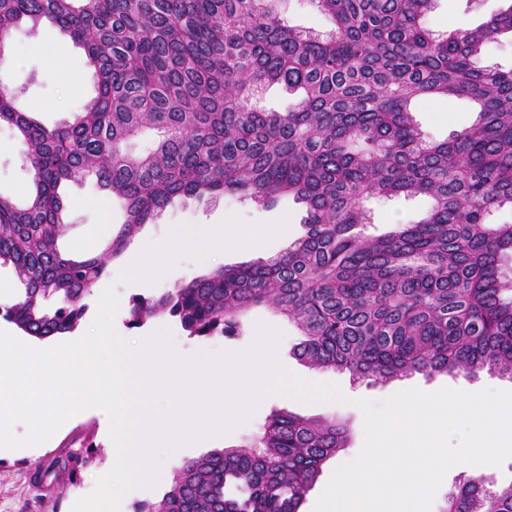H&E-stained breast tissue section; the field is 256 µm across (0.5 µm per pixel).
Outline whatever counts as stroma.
I'll return each mask as SVG.
<instances>
[{"label": "stroma", "instance_id": "obj_1", "mask_svg": "<svg viewBox=\"0 0 512 512\" xmlns=\"http://www.w3.org/2000/svg\"><path fill=\"white\" fill-rule=\"evenodd\" d=\"M512 0H437L426 25L434 33L445 35L451 31H465L477 27L492 15L505 9ZM9 85L20 106L34 112L39 121L53 127L72 120L75 112L94 92L90 70L85 65L82 49L57 26L41 21L38 26L22 24L10 36L4 53L0 54V85ZM415 122L436 141L445 140L454 130L469 125L475 117V107L467 99L452 101L416 100L413 107ZM31 175L20 160V147L11 128L0 126V195L21 200L30 187ZM65 220L69 226L66 244L76 245L89 254L102 253L112 236L114 225L123 223L125 212L119 200L101 191L94 180L69 184ZM431 201L424 196L398 197L392 200L370 201L371 224L367 231L380 235L398 224H410L421 219L429 210ZM237 216L248 224L271 223L288 218L287 237H278L266 243L262 251L238 249L225 252L217 258V265H238L256 256H273L282 251L288 240L302 232L305 215L302 204L284 197L265 208L236 196L225 197L217 204L193 199L179 200L169 205L161 215L132 239L130 251H138L150 239L161 235L170 224H219L228 216ZM204 265L191 256L181 257L175 266L153 283H126L117 286L119 308L115 317L117 332L131 342L141 341L157 331H168L171 341L183 343L185 349L207 346L213 351L239 352L249 348L256 334L257 323L278 330L280 339L276 355L289 371L316 382L338 383L346 397L342 403L305 404L281 395L262 399L251 417L224 436V447L231 448L251 441L261 430L272 411L284 410L303 417L334 418L348 429V446L341 456L354 458L363 439V416L355 407L358 399L379 401L396 392L416 388L433 393L444 388L459 391L491 389L512 392V379L482 370L473 375L465 373L441 374L432 378L415 373L385 384L352 382L348 373L317 370L304 366L291 356L290 348L297 340L294 325L265 307H256L241 317L238 335L215 336L201 339L188 336L175 320L156 317L142 327L128 325L130 300L133 296H154L175 284L205 273ZM98 447L95 463L85 467L74 482L45 483L36 488L30 479L33 471L42 470L51 461L65 458L83 443ZM112 461V442L95 412L77 415L69 424L61 426L42 446L24 454L0 457V512H72L74 504L86 497L96 474ZM486 476L497 484L512 482V456L506 457L488 470L481 465H459L450 468L438 488L431 512H443L448 494L468 478Z\"/></svg>", "mask_w": 512, "mask_h": 512}]
</instances>
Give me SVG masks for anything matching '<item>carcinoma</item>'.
Instances as JSON below:
<instances>
[{"label":"carcinoma","instance_id":"carcinoma-1","mask_svg":"<svg viewBox=\"0 0 512 512\" xmlns=\"http://www.w3.org/2000/svg\"><path fill=\"white\" fill-rule=\"evenodd\" d=\"M281 0H0V46L46 18L81 47L94 96L53 128L0 93V125L31 172L22 204L0 197V267L21 284L4 317L39 340L72 333L109 262L177 199L226 195L268 206L292 196L304 232L280 254L220 266L152 297L129 325L166 316L191 337L231 336L265 306L298 330L293 355L355 381L387 383L488 369L512 378V69L474 59L512 32V5L469 32L434 36L435 0H314L325 35L290 27ZM275 82L283 112L253 99ZM417 98H467L476 120L443 142L414 121ZM145 133L153 148L134 154ZM96 178L126 215L102 255L64 247L66 182ZM427 195L424 218L364 234L366 202ZM345 425L275 410L253 440L181 461L162 498L138 512H301ZM89 444L45 468L72 480ZM445 512H512L506 486L468 480Z\"/></svg>","mask_w":512,"mask_h":512}]
</instances>
